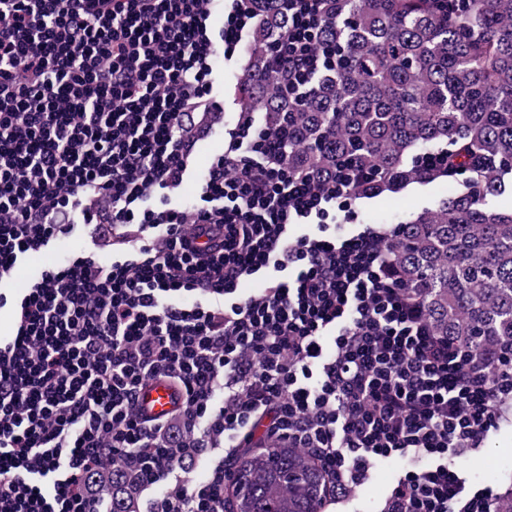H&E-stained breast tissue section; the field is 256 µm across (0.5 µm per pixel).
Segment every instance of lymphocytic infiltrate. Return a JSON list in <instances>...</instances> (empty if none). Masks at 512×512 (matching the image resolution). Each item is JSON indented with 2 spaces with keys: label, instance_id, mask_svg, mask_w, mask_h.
<instances>
[{
  "label": "lymphocytic infiltrate",
  "instance_id": "f902f5d3",
  "mask_svg": "<svg viewBox=\"0 0 512 512\" xmlns=\"http://www.w3.org/2000/svg\"><path fill=\"white\" fill-rule=\"evenodd\" d=\"M211 2L0 0V512H118L106 471L137 512H229L271 445L321 472L315 512L389 458L378 512H494L456 462L512 402V345L484 362L432 333L390 230L338 222L361 172L289 168L287 128L256 112L191 168L224 123L215 53L276 9L285 83L304 86L336 68L329 0H219V24ZM77 231L89 250L10 288ZM153 379L177 396L162 417L140 402ZM55 258V252L43 253L30 259L27 264L16 268L12 274L13 287L24 288L42 267L52 264Z\"/></svg>",
  "mask_w": 512,
  "mask_h": 512
}]
</instances>
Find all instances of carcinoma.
<instances>
[{
    "label": "carcinoma",
    "mask_w": 512,
    "mask_h": 512,
    "mask_svg": "<svg viewBox=\"0 0 512 512\" xmlns=\"http://www.w3.org/2000/svg\"><path fill=\"white\" fill-rule=\"evenodd\" d=\"M329 32L340 68L297 99L281 91L270 18L248 48L239 90L269 127L288 121V165L313 175L357 164L374 180L358 197L428 184L418 156L450 148L448 171L467 183L384 243L395 272L414 288L430 327L480 359L512 344V0H332ZM247 499L234 512H313L318 477L297 449L249 457Z\"/></svg>",
    "instance_id": "carcinoma-1"
}]
</instances>
